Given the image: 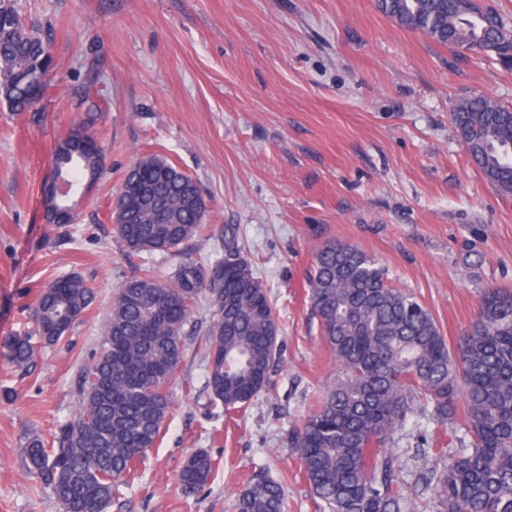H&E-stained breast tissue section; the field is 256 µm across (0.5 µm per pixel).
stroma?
Listing matches in <instances>:
<instances>
[{
  "instance_id": "1",
  "label": "stroma",
  "mask_w": 512,
  "mask_h": 512,
  "mask_svg": "<svg viewBox=\"0 0 512 512\" xmlns=\"http://www.w3.org/2000/svg\"><path fill=\"white\" fill-rule=\"evenodd\" d=\"M6 2L50 39L54 69L35 109L0 104V340L33 330L34 300L58 277H81L95 300L30 374L0 350V512H60L22 449L79 410L80 369L132 272L110 203L143 153L196 180L206 223L236 225L275 306L282 358L270 390L246 413H225L206 388L213 308L201 296L174 409L109 512H232L258 473L282 484L288 512H320L288 444L335 375L310 318L315 252L329 240L357 246L456 343L487 289H512V197L471 163L450 113L478 94L512 106V70L400 28L375 0ZM90 85L105 172L80 197L77 222L59 227L43 212L52 151L81 121ZM435 437L432 426L395 435L406 486L443 465L416 455ZM198 451L217 468L192 491L178 474Z\"/></svg>"
}]
</instances>
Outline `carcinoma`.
<instances>
[{
  "label": "carcinoma",
  "instance_id": "1",
  "mask_svg": "<svg viewBox=\"0 0 512 512\" xmlns=\"http://www.w3.org/2000/svg\"><path fill=\"white\" fill-rule=\"evenodd\" d=\"M400 27L457 50L478 44L500 62L512 58V28L476 0H376ZM53 69L49 41L0 4V97L12 112L39 99V79ZM86 159L67 158L74 132L58 140L54 168L79 184L98 178L103 152L90 126ZM466 152L502 195H512V107L485 95L461 100L451 113ZM197 182L168 160L145 153L128 169L110 220L133 274L115 291L104 339L81 371L82 402L52 445L32 436L24 466L51 487L61 512H107L123 495L134 458L158 441L173 408L167 390L184 354L183 336L201 295L215 310L207 332L206 386L227 412H243L271 383L281 358L274 305L236 228L224 226V255L211 265L184 258L168 281L134 263L144 253L177 254L204 230ZM309 305L338 367L336 381L289 437L299 470L328 512H416L399 480L391 438L420 404L427 423L450 435L443 467L423 474L434 512H512V291L488 289L469 328L450 345L431 312L390 284L386 270L359 248L336 240L317 251ZM94 301L82 278H58L32 311L34 333L3 341L11 365L29 372L44 345L59 342ZM216 467L205 452L179 473L190 490L206 486ZM233 512H287L282 485L257 476Z\"/></svg>",
  "mask_w": 512,
  "mask_h": 512
}]
</instances>
